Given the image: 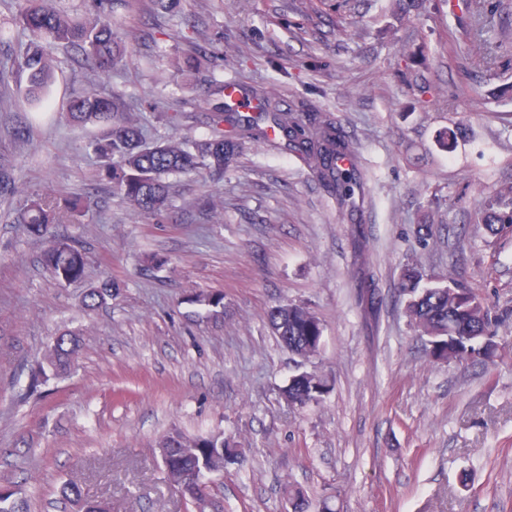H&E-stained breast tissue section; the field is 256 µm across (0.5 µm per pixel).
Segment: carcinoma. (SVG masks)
<instances>
[{"label":"carcinoma","mask_w":512,"mask_h":512,"mask_svg":"<svg viewBox=\"0 0 512 512\" xmlns=\"http://www.w3.org/2000/svg\"><path fill=\"white\" fill-rule=\"evenodd\" d=\"M53 0H26L19 24L29 33L18 68L29 73L26 96L36 99L44 93L53 75L50 49L74 46L104 69L120 65L126 44L112 27L109 17L112 0H98L91 17L71 16L51 5ZM239 107L253 109L243 115L238 107L221 105L213 110V134L204 140L162 141L148 146L139 124L129 116V104L119 95L102 96L82 92L71 100L69 116L78 125L95 124L106 128L95 150L112 173L114 189L142 215L156 217L166 210L168 186L162 178L170 174L206 169L213 177L224 176V169L237 158L248 142L267 143L277 138L286 141L288 150L310 170L313 177L344 207L353 204L360 185L356 153L336 120L325 112H298L281 108L273 86H251L240 91ZM229 125L230 130L223 129ZM483 195L479 209L484 224L512 227V181H506ZM80 198L66 199L64 209L45 198L33 199L17 220L35 237H49L52 245L43 263L58 281L83 277L86 251L79 243L56 238L53 227L66 219L80 223L84 213ZM407 297L406 313L419 336L426 338L429 354L443 361H484L495 357L493 342L499 318L492 315L472 289L442 275L423 279L416 268L407 269L398 283ZM112 298V281L106 280L87 290L83 305L93 311ZM266 324L288 351L309 357L320 349L322 328L319 319L305 304L286 303L271 308ZM81 337L64 331L53 339L40 366L43 377L65 375L71 371L81 350ZM326 391L325 381L315 373L287 385L282 396L288 405L303 409L317 405ZM160 458L168 481L183 499L193 505L201 498L209 475L237 461L242 451L215 437L192 438L174 430L153 448ZM71 512H111L109 503L88 498L77 480L62 489ZM291 512H308L304 494L288 487ZM0 512H20L15 491L0 485Z\"/></svg>","instance_id":"cac0c4a2"}]
</instances>
